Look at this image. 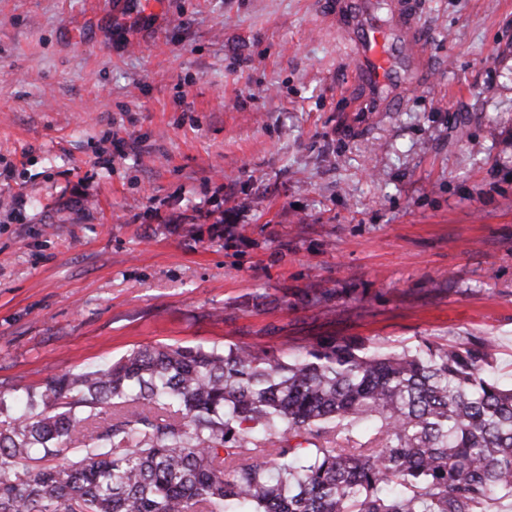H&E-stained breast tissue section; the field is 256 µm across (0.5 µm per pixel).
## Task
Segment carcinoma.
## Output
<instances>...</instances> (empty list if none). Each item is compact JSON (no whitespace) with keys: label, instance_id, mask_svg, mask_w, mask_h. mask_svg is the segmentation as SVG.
<instances>
[{"label":"carcinoma","instance_id":"1","mask_svg":"<svg viewBox=\"0 0 512 512\" xmlns=\"http://www.w3.org/2000/svg\"><path fill=\"white\" fill-rule=\"evenodd\" d=\"M490 348L138 347L25 390L0 512L512 510V385Z\"/></svg>","mask_w":512,"mask_h":512}]
</instances>
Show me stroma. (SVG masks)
Wrapping results in <instances>:
<instances>
[{
  "label": "stroma",
  "mask_w": 512,
  "mask_h": 512,
  "mask_svg": "<svg viewBox=\"0 0 512 512\" xmlns=\"http://www.w3.org/2000/svg\"><path fill=\"white\" fill-rule=\"evenodd\" d=\"M319 0H0V395L146 344L492 342L512 382V0H416L365 130Z\"/></svg>",
  "instance_id": "1"
}]
</instances>
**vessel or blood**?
I'll return each instance as SVG.
<instances>
[{"label":"vessel or blood","instance_id":"obj_1","mask_svg":"<svg viewBox=\"0 0 512 512\" xmlns=\"http://www.w3.org/2000/svg\"><path fill=\"white\" fill-rule=\"evenodd\" d=\"M376 0H320L319 7L347 51L366 111L394 112L425 72L424 31L413 0H387L379 18Z\"/></svg>","mask_w":512,"mask_h":512}]
</instances>
